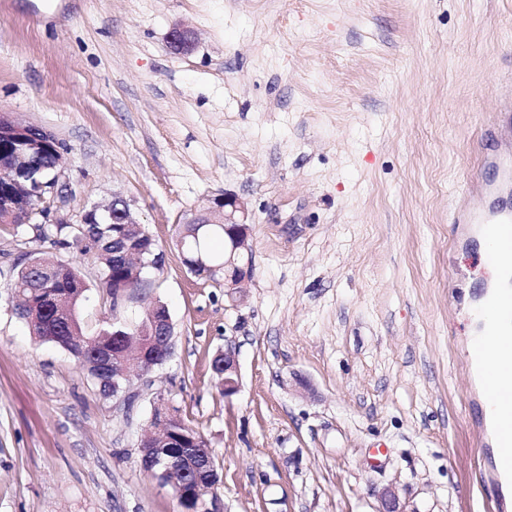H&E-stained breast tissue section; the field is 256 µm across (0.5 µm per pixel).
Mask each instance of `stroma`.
Wrapping results in <instances>:
<instances>
[{
    "instance_id": "obj_1",
    "label": "stroma",
    "mask_w": 512,
    "mask_h": 512,
    "mask_svg": "<svg viewBox=\"0 0 512 512\" xmlns=\"http://www.w3.org/2000/svg\"><path fill=\"white\" fill-rule=\"evenodd\" d=\"M509 79L512 0H0V108L69 148L52 211L122 195L164 257L116 309L52 222L0 233V512H179L139 465L160 398L207 442L224 512H377L388 487L403 512H507L466 352L487 260L451 216L495 177ZM227 193L249 213L237 291L178 249ZM40 251L79 268L86 334L168 308L173 355L131 409L17 314L14 264ZM224 369L218 365V359H213L212 368L220 382L224 385V396L233 395L239 385L238 369L234 353L231 349H224Z\"/></svg>"
}]
</instances>
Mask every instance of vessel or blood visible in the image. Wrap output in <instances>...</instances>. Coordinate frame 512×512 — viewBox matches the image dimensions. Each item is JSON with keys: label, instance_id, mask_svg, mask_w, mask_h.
I'll return each mask as SVG.
<instances>
[{"label": "vessel or blood", "instance_id": "vessel-or-blood-1", "mask_svg": "<svg viewBox=\"0 0 512 512\" xmlns=\"http://www.w3.org/2000/svg\"><path fill=\"white\" fill-rule=\"evenodd\" d=\"M484 166L494 168V181L475 180L472 200L458 210L455 221L462 224L467 235L482 236L494 247L493 258L512 267V208L502 206V199L512 192V151L484 157ZM512 315V292L498 297L486 309L487 344L508 355V368L512 369V338L504 337L496 323L497 317ZM497 460L501 470L512 473V421L501 427L498 438Z\"/></svg>", "mask_w": 512, "mask_h": 512}]
</instances>
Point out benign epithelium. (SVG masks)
<instances>
[{
    "instance_id": "7a95c632",
    "label": "benign epithelium",
    "mask_w": 512,
    "mask_h": 512,
    "mask_svg": "<svg viewBox=\"0 0 512 512\" xmlns=\"http://www.w3.org/2000/svg\"><path fill=\"white\" fill-rule=\"evenodd\" d=\"M193 43V33L186 28H177L170 34V44L176 51H187ZM47 150L54 152V174L49 180L43 181L39 171L35 169L33 158ZM67 153L66 145L51 132L10 113H0V203L6 206L12 216L22 214L27 209L28 201L45 191L53 195L63 194L66 185L61 181V173ZM109 222L137 224L139 219L132 212L128 201L119 195L112 197L111 204L95 206L81 218L83 224ZM188 223L224 225V285L229 288L238 285L246 276V271L238 264L240 252L246 248L248 230L247 207L244 201L232 194H226L215 199L202 214L188 220ZM148 323L147 331L167 341L168 348L159 356L153 349L154 341L148 340L142 345L141 368L133 372L122 371L112 376V385L122 383L121 392L113 395V398L124 404L131 394L132 381L146 377L172 354L173 344L170 338L173 336V326L168 312L155 306L150 308ZM222 359L224 396L227 397L238 389V369L231 349L224 350ZM93 364L98 372L105 373L124 364L122 352L115 345L110 351L100 350L93 356ZM150 463L148 473L161 478L173 488L181 512H224L217 486L204 489L200 485L194 486L189 481L178 479L188 467L196 471H206L214 464L212 453L202 452L198 439H192V446L182 449L181 461L176 462L161 454L152 456ZM377 512H402L393 489L382 492Z\"/></svg>"
}]
</instances>
